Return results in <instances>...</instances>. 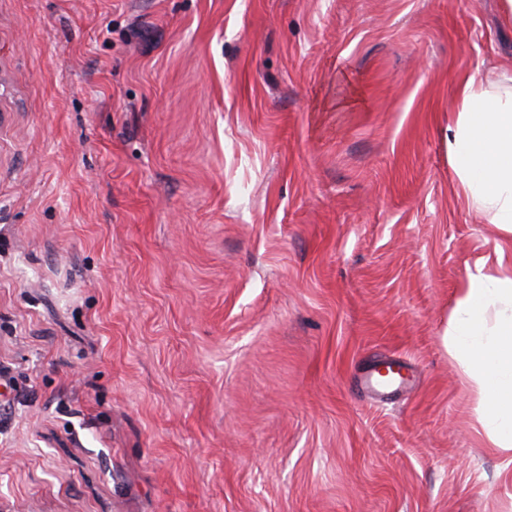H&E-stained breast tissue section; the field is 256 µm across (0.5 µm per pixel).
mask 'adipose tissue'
Here are the masks:
<instances>
[{
    "label": "adipose tissue",
    "instance_id": "ef3b65f1",
    "mask_svg": "<svg viewBox=\"0 0 512 512\" xmlns=\"http://www.w3.org/2000/svg\"><path fill=\"white\" fill-rule=\"evenodd\" d=\"M448 125L459 197L501 234L495 268L468 273L448 320V353L477 396L494 448L512 457V71L461 75Z\"/></svg>",
    "mask_w": 512,
    "mask_h": 512
}]
</instances>
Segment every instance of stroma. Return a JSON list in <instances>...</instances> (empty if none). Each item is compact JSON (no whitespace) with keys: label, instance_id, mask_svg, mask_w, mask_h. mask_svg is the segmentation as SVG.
I'll list each match as a JSON object with an SVG mask.
<instances>
[{"label":"stroma","instance_id":"obj_1","mask_svg":"<svg viewBox=\"0 0 512 512\" xmlns=\"http://www.w3.org/2000/svg\"><path fill=\"white\" fill-rule=\"evenodd\" d=\"M496 67L498 0H0V512H512L445 344Z\"/></svg>","mask_w":512,"mask_h":512}]
</instances>
